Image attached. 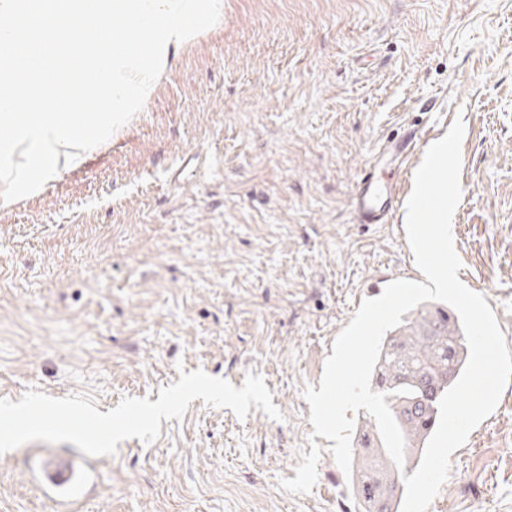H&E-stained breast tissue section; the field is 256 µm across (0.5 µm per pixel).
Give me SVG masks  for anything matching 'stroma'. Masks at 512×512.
Returning <instances> with one entry per match:
<instances>
[{"label":"stroma","instance_id":"35a3bbf8","mask_svg":"<svg viewBox=\"0 0 512 512\" xmlns=\"http://www.w3.org/2000/svg\"><path fill=\"white\" fill-rule=\"evenodd\" d=\"M458 118V277L512 348V0H224L123 131L0 208V398L87 394L104 413L201 369L261 376L283 415L194 400L154 442L99 457L78 512H353L303 391L370 283L422 278L404 212L360 224L353 196L376 147L412 130L406 169L376 168L408 200ZM188 152L199 171L173 180ZM314 443V488L284 489ZM76 451L0 454V512H54L33 468ZM429 512H512V384Z\"/></svg>","mask_w":512,"mask_h":512}]
</instances>
